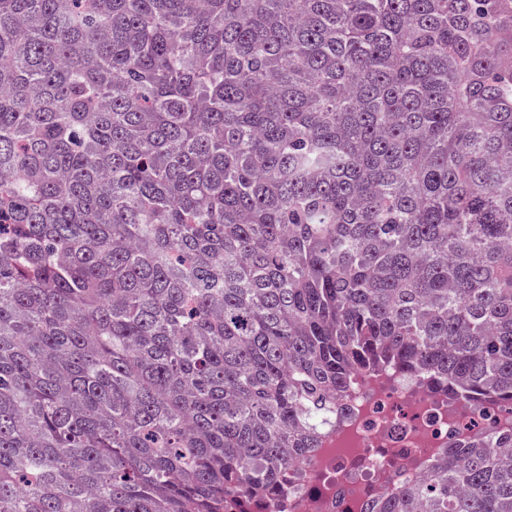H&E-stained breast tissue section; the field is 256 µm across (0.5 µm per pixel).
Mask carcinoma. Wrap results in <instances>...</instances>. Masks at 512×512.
Returning a JSON list of instances; mask_svg holds the SVG:
<instances>
[{"label": "carcinoma", "mask_w": 512, "mask_h": 512, "mask_svg": "<svg viewBox=\"0 0 512 512\" xmlns=\"http://www.w3.org/2000/svg\"><path fill=\"white\" fill-rule=\"evenodd\" d=\"M387 369L512 409V0H0V512H225Z\"/></svg>", "instance_id": "obj_1"}]
</instances>
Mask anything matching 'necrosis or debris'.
Masks as SVG:
<instances>
[{
    "label": "necrosis or debris",
    "mask_w": 512,
    "mask_h": 512,
    "mask_svg": "<svg viewBox=\"0 0 512 512\" xmlns=\"http://www.w3.org/2000/svg\"><path fill=\"white\" fill-rule=\"evenodd\" d=\"M512 433V414L433 390L419 375H361L316 448L288 468L276 493L227 512H369L429 473L440 453L474 435Z\"/></svg>",
    "instance_id": "necrosis-or-debris-1"
}]
</instances>
